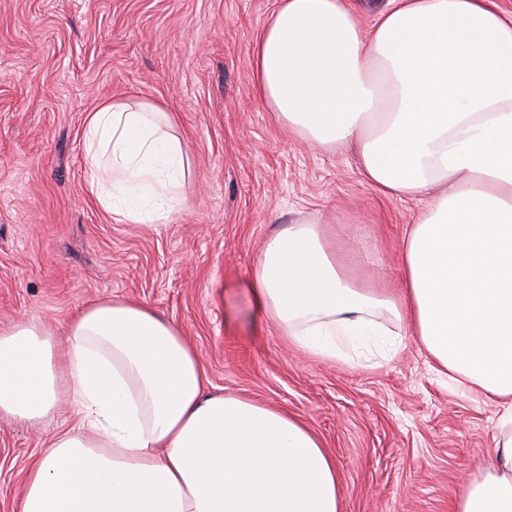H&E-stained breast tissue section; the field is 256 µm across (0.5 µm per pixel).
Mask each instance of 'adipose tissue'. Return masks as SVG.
I'll use <instances>...</instances> for the list:
<instances>
[{"label":"adipose tissue","mask_w":512,"mask_h":512,"mask_svg":"<svg viewBox=\"0 0 512 512\" xmlns=\"http://www.w3.org/2000/svg\"><path fill=\"white\" fill-rule=\"evenodd\" d=\"M255 90L302 140L353 147L379 194L423 198L392 296L351 279L321 225L267 238L251 289L308 355L359 341L377 309L455 385L499 409L494 458L452 512H512V12L493 0H279L253 48ZM154 105L104 103L84 126L88 185L113 220L166 221L184 154ZM193 345L154 310L88 304L66 340L0 330V415L79 419L29 469L18 512H340L336 461L297 418L206 392ZM354 5L357 18L361 25L366 29L369 27L374 17L384 9L387 0H350Z\"/></svg>","instance_id":"1"}]
</instances>
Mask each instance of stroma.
Wrapping results in <instances>:
<instances>
[{
  "label": "stroma",
  "mask_w": 512,
  "mask_h": 512,
  "mask_svg": "<svg viewBox=\"0 0 512 512\" xmlns=\"http://www.w3.org/2000/svg\"><path fill=\"white\" fill-rule=\"evenodd\" d=\"M278 0H0V329L65 337L91 302L124 300L175 324L208 393L302 421L336 460L341 512H450L491 461L497 409L448 385L415 337L309 356L261 316L250 281L267 237L326 224L360 282L399 289L402 237L424 204L377 194L352 151L289 135L256 96L255 39ZM112 100L170 115L188 202L163 224L116 222L92 200L83 129ZM68 400L40 425L0 416V512H17Z\"/></svg>",
  "instance_id": "35a3bbf8"
}]
</instances>
